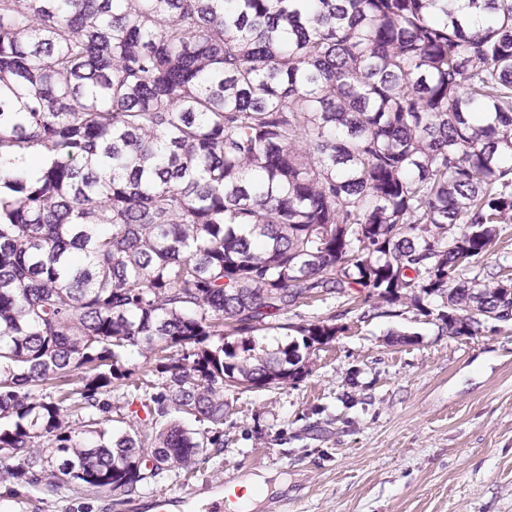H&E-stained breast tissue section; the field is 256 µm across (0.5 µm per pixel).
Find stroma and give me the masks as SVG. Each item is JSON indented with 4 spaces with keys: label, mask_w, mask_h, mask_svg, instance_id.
Returning <instances> with one entry per match:
<instances>
[{
    "label": "stroma",
    "mask_w": 512,
    "mask_h": 512,
    "mask_svg": "<svg viewBox=\"0 0 512 512\" xmlns=\"http://www.w3.org/2000/svg\"><path fill=\"white\" fill-rule=\"evenodd\" d=\"M440 297L422 309L368 291L288 314L334 319L337 333L305 354L296 382L225 394L224 451L149 481L140 498L227 474L267 479L251 512H512V321L473 336L442 327ZM129 497L74 485L25 512H130Z\"/></svg>",
    "instance_id": "stroma-1"
}]
</instances>
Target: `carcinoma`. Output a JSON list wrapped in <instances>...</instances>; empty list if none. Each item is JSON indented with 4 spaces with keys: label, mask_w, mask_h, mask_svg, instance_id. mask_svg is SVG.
Masks as SVG:
<instances>
[{
    "label": "carcinoma",
    "mask_w": 512,
    "mask_h": 512,
    "mask_svg": "<svg viewBox=\"0 0 512 512\" xmlns=\"http://www.w3.org/2000/svg\"><path fill=\"white\" fill-rule=\"evenodd\" d=\"M29 148L0 176V512L221 453L224 393L336 336L285 321L312 300L512 321L465 278L512 224V0H0V166Z\"/></svg>",
    "instance_id": "carcinoma-1"
}]
</instances>
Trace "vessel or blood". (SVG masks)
Masks as SVG:
<instances>
[{"label":"vessel or blood","mask_w":512,"mask_h":512,"mask_svg":"<svg viewBox=\"0 0 512 512\" xmlns=\"http://www.w3.org/2000/svg\"><path fill=\"white\" fill-rule=\"evenodd\" d=\"M238 483L236 476L229 475L221 484L193 486L178 496L152 495L136 503L135 508L137 512H228L225 493Z\"/></svg>","instance_id":"vessel-or-blood-1"}]
</instances>
